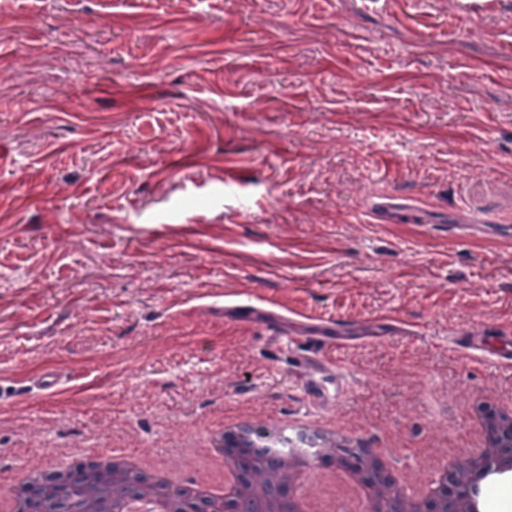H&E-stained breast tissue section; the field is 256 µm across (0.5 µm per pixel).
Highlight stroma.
Segmentation results:
<instances>
[{"label": "stroma", "instance_id": "1", "mask_svg": "<svg viewBox=\"0 0 512 512\" xmlns=\"http://www.w3.org/2000/svg\"><path fill=\"white\" fill-rule=\"evenodd\" d=\"M509 225L512 0H0V473L224 413L413 460L512 390L454 342L512 333ZM386 318L314 372L281 342Z\"/></svg>", "mask_w": 512, "mask_h": 512}]
</instances>
